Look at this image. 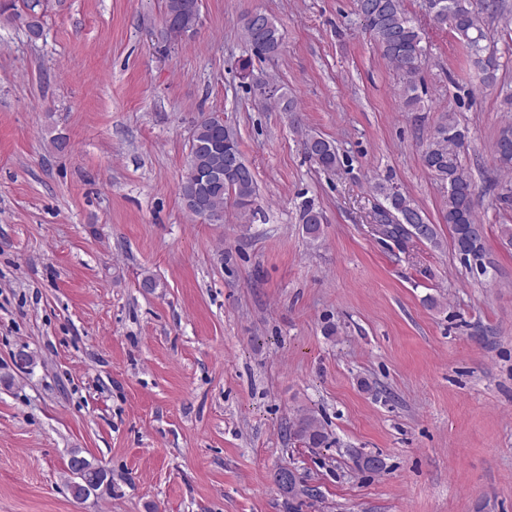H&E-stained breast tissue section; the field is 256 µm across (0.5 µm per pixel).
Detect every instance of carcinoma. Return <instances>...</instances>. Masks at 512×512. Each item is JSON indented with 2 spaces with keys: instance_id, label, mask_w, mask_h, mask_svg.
Here are the masks:
<instances>
[{
  "instance_id": "cac0c4a2",
  "label": "carcinoma",
  "mask_w": 512,
  "mask_h": 512,
  "mask_svg": "<svg viewBox=\"0 0 512 512\" xmlns=\"http://www.w3.org/2000/svg\"><path fill=\"white\" fill-rule=\"evenodd\" d=\"M25 8L26 26L31 37L42 34L38 16L39 0H22ZM164 13L173 19L167 35L181 39L196 32L200 17L201 0H163ZM437 12L432 15L439 26L450 27L466 46L470 61L483 75V82L496 81L499 62L496 52L485 44L487 32L485 21L475 12L471 0H437ZM357 13L364 29L370 34L381 56L403 77L402 97L405 107L417 109L420 98L416 94L417 74L426 62V47L422 36L404 8V0H356ZM244 34L252 49L259 55L275 57L283 50V34L275 18L257 30L244 23ZM276 95L267 98L281 112L298 111L297 102L288 95V89L279 85ZM465 138L457 121L450 119L438 130L422 154L426 169L446 189L443 214L444 223L451 231L452 244L459 254H475L485 260V236H478L475 228L480 225L477 218L476 187L462 165L459 148ZM314 144L317 150L307 153L318 167L334 171L338 166V150L334 141L319 135H308L303 148ZM495 156L501 169L512 171V124L504 126L495 143ZM257 183L251 167L246 163L235 129L224 132V120L219 116L201 114L196 122L189 142L187 170L182 178L179 194L186 209L198 217L218 216L224 221V205L228 200L240 208H246L256 195ZM372 192L381 198L378 206L382 219L388 215L402 217L412 215L421 224L420 241L435 247L440 245L436 225L426 213L402 192L394 194L390 185L383 182L372 184ZM300 220L306 237L311 241L320 239L324 223L321 212L313 206H302ZM383 237L402 244L410 239L402 225L386 222ZM288 432L306 448H322L327 445L329 435L318 417L304 412L288 426Z\"/></svg>"
}]
</instances>
